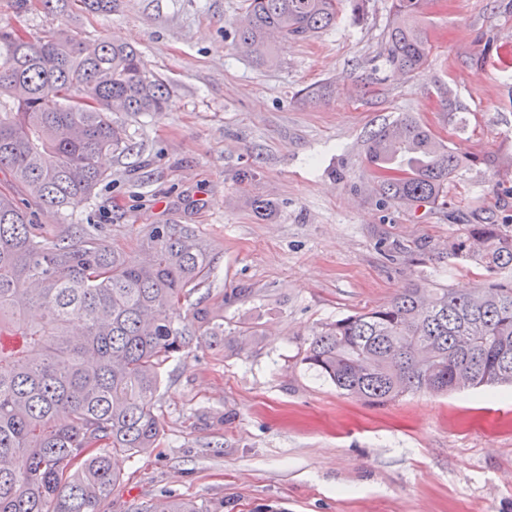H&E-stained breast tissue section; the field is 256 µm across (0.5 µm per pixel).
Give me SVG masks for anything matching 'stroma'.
Wrapping results in <instances>:
<instances>
[{"label":"stroma","instance_id":"stroma-1","mask_svg":"<svg viewBox=\"0 0 512 512\" xmlns=\"http://www.w3.org/2000/svg\"><path fill=\"white\" fill-rule=\"evenodd\" d=\"M392 0H350L334 28L277 41L279 62L235 47L242 0H119L107 15L29 0L0 20L32 37L65 27L127 42L173 89L162 112L116 113L135 145L64 218L99 224L108 245L140 252L148 224H187L210 245L208 304L257 341L194 346L170 360L156 405L163 444L117 455L104 512L190 498L209 512H512V389L408 394L385 406L342 395L303 362L322 323L387 303L413 283L469 289L490 276L451 256L470 225L512 234V0H434L421 18L431 51L414 73L383 47ZM462 105L449 121L443 99ZM408 114L463 165L437 204L377 192L368 133ZM275 210L258 218L254 205Z\"/></svg>","mask_w":512,"mask_h":512}]
</instances>
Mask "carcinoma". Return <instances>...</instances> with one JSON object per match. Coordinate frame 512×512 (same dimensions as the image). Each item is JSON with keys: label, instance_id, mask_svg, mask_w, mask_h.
I'll use <instances>...</instances> for the list:
<instances>
[{"label": "carcinoma", "instance_id": "1", "mask_svg": "<svg viewBox=\"0 0 512 512\" xmlns=\"http://www.w3.org/2000/svg\"><path fill=\"white\" fill-rule=\"evenodd\" d=\"M110 13L117 0H56ZM424 0H393L384 56L424 68L430 45L418 22ZM343 0H243L235 46L261 65L271 36L307 40L334 26ZM168 81L131 45L86 40L66 28L36 40L0 26V512H101L120 477L110 455H147L162 444L161 372L192 343L255 340L256 327L195 303L213 269L209 246L185 224L142 230V257L109 246L94 224L48 239L34 210L66 211L109 178L100 157L133 150L112 119L157 112ZM378 193L434 203L460 168L455 152L410 115L366 140ZM450 254L477 263L485 288L413 284L389 302L323 324L303 358L337 389L373 406L418 392L512 384V235L472 224ZM131 512H209L168 497Z\"/></svg>", "mask_w": 512, "mask_h": 512}]
</instances>
